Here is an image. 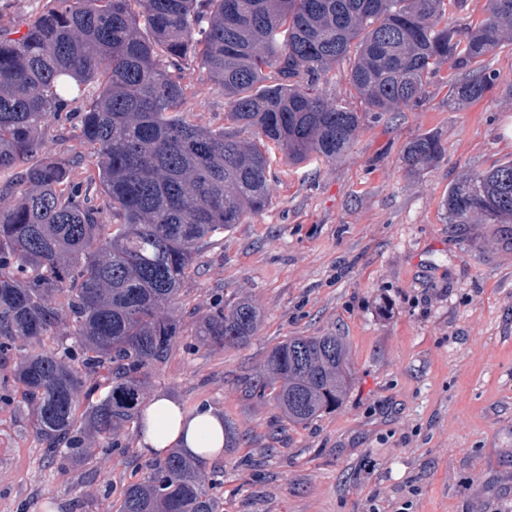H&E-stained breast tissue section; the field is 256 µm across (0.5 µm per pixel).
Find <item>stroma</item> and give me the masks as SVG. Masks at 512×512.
Returning <instances> with one entry per match:
<instances>
[{"label": "stroma", "instance_id": "35a3bbf8", "mask_svg": "<svg viewBox=\"0 0 512 512\" xmlns=\"http://www.w3.org/2000/svg\"><path fill=\"white\" fill-rule=\"evenodd\" d=\"M486 65L494 87L448 106L444 76L421 102L368 114L335 161L274 155L266 208L201 248L174 309L181 333L148 395L224 414V455L207 482L223 512H512V238L497 224H452L442 207L464 174L512 160V45ZM194 123H224V88L195 62L180 71ZM444 154L411 174L405 146ZM37 156L93 173L77 125L46 120ZM246 299L260 322L229 349L195 348L216 300ZM339 336L352 384L336 409L288 424L273 388L253 386L293 336ZM28 340L0 359V512H116L149 461L135 429L126 454L85 436V460L50 459L14 379Z\"/></svg>", "mask_w": 512, "mask_h": 512}]
</instances>
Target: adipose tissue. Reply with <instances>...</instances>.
Here are the masks:
<instances>
[{"label": "adipose tissue", "instance_id": "adipose-tissue-1", "mask_svg": "<svg viewBox=\"0 0 512 512\" xmlns=\"http://www.w3.org/2000/svg\"><path fill=\"white\" fill-rule=\"evenodd\" d=\"M224 418L208 406L184 408L167 395L145 402L138 444L145 454L163 455L171 448L211 461L224 454Z\"/></svg>", "mask_w": 512, "mask_h": 512}]
</instances>
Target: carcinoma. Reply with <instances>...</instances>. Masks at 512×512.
<instances>
[{
    "instance_id": "cac0c4a2",
    "label": "carcinoma",
    "mask_w": 512,
    "mask_h": 512,
    "mask_svg": "<svg viewBox=\"0 0 512 512\" xmlns=\"http://www.w3.org/2000/svg\"><path fill=\"white\" fill-rule=\"evenodd\" d=\"M454 2L52 0L24 34L0 27V195L16 199L0 209V353L14 336L37 345L15 379L23 402L37 405L34 429L50 457L80 464L83 425L113 449L139 423L151 370L180 335L177 318L160 309L177 303L199 242L268 205L270 149L290 164L350 150L366 113L321 91L347 58L345 79L371 112L421 99L429 75L445 67L452 101L476 102L492 88L485 59L512 43V0H487L481 19L459 25L448 23ZM188 58L224 86L221 128L179 112L176 71ZM92 82L83 111H67ZM48 115L78 120L118 223H103L91 184L71 179L66 162L32 161ZM244 130L254 138L240 137ZM443 152L436 137L420 135L404 166L421 172ZM442 207L451 224H511L512 161L464 176ZM58 293L66 304H49ZM64 318L74 339L42 346ZM258 323L248 301L218 304L196 340L237 347ZM262 372L296 425L335 408L349 376L333 335L289 338ZM90 373L99 382L88 387ZM203 468L180 453L149 464L117 512H222Z\"/></svg>"
}]
</instances>
